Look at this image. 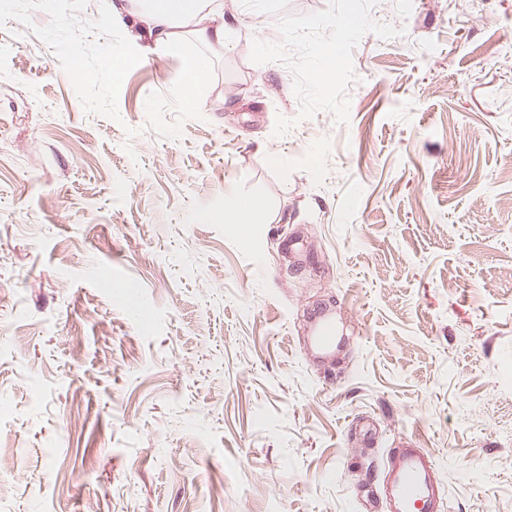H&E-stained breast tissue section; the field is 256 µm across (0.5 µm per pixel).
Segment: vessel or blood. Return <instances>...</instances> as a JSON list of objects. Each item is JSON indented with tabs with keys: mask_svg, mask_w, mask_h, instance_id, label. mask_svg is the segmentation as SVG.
<instances>
[{
	"mask_svg": "<svg viewBox=\"0 0 512 512\" xmlns=\"http://www.w3.org/2000/svg\"><path fill=\"white\" fill-rule=\"evenodd\" d=\"M335 346V325L326 319L319 320L309 341L311 352L323 355ZM382 482L385 512H437L434 460L425 449H392L382 470Z\"/></svg>",
	"mask_w": 512,
	"mask_h": 512,
	"instance_id": "obj_1",
	"label": "vessel or blood"
}]
</instances>
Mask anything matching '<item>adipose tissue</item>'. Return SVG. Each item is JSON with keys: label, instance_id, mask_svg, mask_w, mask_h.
I'll return each instance as SVG.
<instances>
[{"label": "adipose tissue", "instance_id": "adipose-tissue-1", "mask_svg": "<svg viewBox=\"0 0 512 512\" xmlns=\"http://www.w3.org/2000/svg\"><path fill=\"white\" fill-rule=\"evenodd\" d=\"M212 3L213 0H107V9L116 24L128 17L138 18L149 38L176 52L181 48L179 31L187 25L197 26L210 42L226 41L230 31L228 22L207 21L213 11Z\"/></svg>", "mask_w": 512, "mask_h": 512}]
</instances>
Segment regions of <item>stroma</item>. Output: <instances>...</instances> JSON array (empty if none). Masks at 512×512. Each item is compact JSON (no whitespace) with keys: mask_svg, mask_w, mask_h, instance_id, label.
I'll return each mask as SVG.
<instances>
[{"mask_svg":"<svg viewBox=\"0 0 512 512\" xmlns=\"http://www.w3.org/2000/svg\"><path fill=\"white\" fill-rule=\"evenodd\" d=\"M104 3L0 7V512H373L406 441L512 512V0H263L179 54ZM185 69L187 79L180 89V95L184 100L190 101L197 107L203 99L206 62L200 58L190 57L185 62ZM251 207L246 202H239L232 206L224 207V212L220 215H209L207 218L211 221H217L224 224H249L251 218ZM309 348L314 355L327 354L336 348V326L329 320L320 318L310 337Z\"/></svg>","mask_w":512,"mask_h":512,"instance_id":"stroma-1","label":"stroma"}]
</instances>
